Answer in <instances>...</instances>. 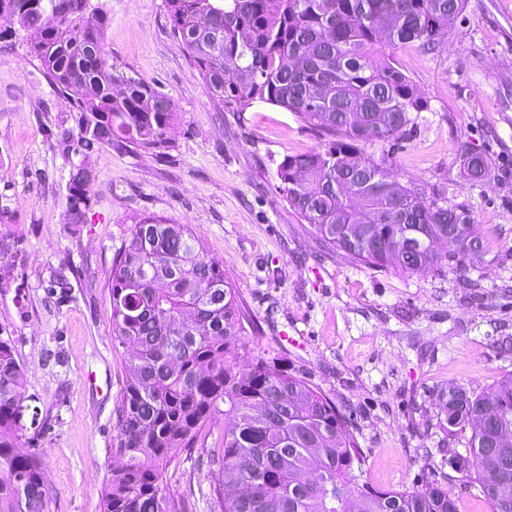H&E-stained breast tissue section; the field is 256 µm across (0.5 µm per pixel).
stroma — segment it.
Masks as SVG:
<instances>
[{
    "instance_id": "35a3bbf8",
    "label": "stroma",
    "mask_w": 512,
    "mask_h": 512,
    "mask_svg": "<svg viewBox=\"0 0 512 512\" xmlns=\"http://www.w3.org/2000/svg\"><path fill=\"white\" fill-rule=\"evenodd\" d=\"M99 2L113 62L168 94L179 124L163 156L100 151L81 230L63 222L69 165L47 136L69 103L27 54L26 32L0 39V237L20 239L26 256L15 286L0 289V332L23 368L20 445L46 467L45 512H102L127 377L106 282L147 214L200 234L254 320L247 348L283 358L333 400L363 450V481L408 488L427 464L447 468L437 389L481 392L512 373V352L494 343L512 336V0H467L435 50H399L430 109L397 146L363 148L373 161L393 156L400 183L468 212L490 251L464 276L369 267L324 249L276 175L285 155L323 144L318 131L264 103L219 108L173 37L164 0ZM464 147L490 159V178L465 179ZM65 261L80 276L61 304L48 281ZM466 277L490 292L487 305L471 303ZM166 478L192 512H209L199 491L210 477L196 456L180 454Z\"/></svg>"
}]
</instances>
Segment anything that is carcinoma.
<instances>
[{"label": "carcinoma", "instance_id": "obj_1", "mask_svg": "<svg viewBox=\"0 0 512 512\" xmlns=\"http://www.w3.org/2000/svg\"><path fill=\"white\" fill-rule=\"evenodd\" d=\"M171 32L199 70L208 96L236 112L256 103L293 113L328 137L277 164L279 190L326 248L377 268L414 272L454 264L467 272L488 244L466 211L397 180L389 155L362 156L372 142L403 138L429 110L395 58L426 50L448 33L466 0H165ZM0 14L33 34L28 54L70 104L54 124L52 148L68 162L64 223H88L83 187L102 149L164 155L178 120L172 102L105 48L107 12L91 0H0ZM96 16L91 26L88 15ZM478 183L492 174L468 150ZM451 243L442 253L437 245ZM63 263L49 292L69 300ZM107 288L112 333L129 374L115 424L122 459L110 471L103 512H186L164 480L166 467L205 440L224 413L222 447L205 452L213 475L210 512H460L454 476L431 469L412 488L360 482L363 456L348 419L304 373L278 357L245 364L242 338L253 320L202 238L189 224L146 215L112 260ZM22 368L0 336V512H45L40 458L20 451ZM448 465L491 512H512V373L488 392L458 384L437 394Z\"/></svg>", "mask_w": 512, "mask_h": 512}]
</instances>
